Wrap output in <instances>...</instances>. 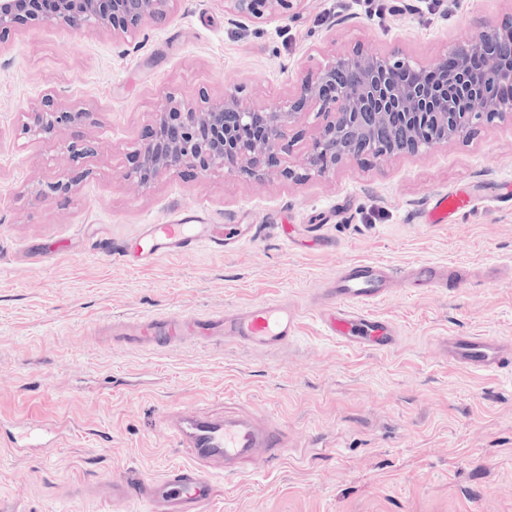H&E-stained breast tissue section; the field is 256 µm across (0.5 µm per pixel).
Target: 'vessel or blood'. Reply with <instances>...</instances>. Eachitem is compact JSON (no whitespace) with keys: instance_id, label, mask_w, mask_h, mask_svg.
Returning a JSON list of instances; mask_svg holds the SVG:
<instances>
[{"instance_id":"obj_1","label":"vessel or blood","mask_w":512,"mask_h":512,"mask_svg":"<svg viewBox=\"0 0 512 512\" xmlns=\"http://www.w3.org/2000/svg\"><path fill=\"white\" fill-rule=\"evenodd\" d=\"M464 201L454 193L435 198L429 211L430 223L444 224L463 210ZM145 243L140 247L112 244L106 255L138 266L158 258L189 252L204 243H220L224 250L236 249L239 234L217 239L212 225L181 219L143 227ZM465 283L459 269L444 265L412 266L407 281L414 288H431L447 280ZM394 281V272L379 262H353L343 267L318 294L320 318L329 335L362 350H388L398 342L393 323L365 313L364 307L383 298ZM297 311L280 303L264 302L236 310L215 311L201 316L156 313L113 325L112 340L137 347L167 348L191 340L201 344L231 343L252 350H280L293 341ZM438 347L448 361L475 371L496 372L512 364V340L487 336H444ZM161 421L171 445L191 452L193 465L170 471L160 481L139 474L111 477L103 493L113 504H140L142 512H205L213 496V473L238 474L240 463L262 458H280L288 435L274 422L250 414L214 416L195 409L171 407ZM63 437L59 423L31 413L15 425L11 443L19 452L47 454Z\"/></svg>"}]
</instances>
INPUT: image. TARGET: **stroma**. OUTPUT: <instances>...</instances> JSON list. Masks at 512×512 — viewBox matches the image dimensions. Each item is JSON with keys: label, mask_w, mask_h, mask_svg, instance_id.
Instances as JSON below:
<instances>
[{"label": "stroma", "mask_w": 512, "mask_h": 512, "mask_svg": "<svg viewBox=\"0 0 512 512\" xmlns=\"http://www.w3.org/2000/svg\"><path fill=\"white\" fill-rule=\"evenodd\" d=\"M510 14L512 0H292L239 22L224 0H175L165 22L130 34L24 18L1 35L0 420L35 411L77 435L39 457L0 442V501L113 512L103 480L190 464L158 422L177 406L269 415L288 433L275 463L215 474L207 512H512V369H462L436 346L453 334L512 339L511 119L320 175L306 163L323 121L312 110L263 179L179 167L144 185L133 173L168 101L203 108L231 92L284 108L336 55L397 51L430 65ZM48 102L82 121L27 133ZM83 143L92 152L73 156ZM460 190L475 196L462 216L425 223L437 195ZM186 213L255 236L232 253L204 245L137 268L99 253ZM286 226L308 246L287 247ZM355 261L399 272L365 308L398 328L391 350L343 345L320 321L318 288ZM425 263L459 266L467 281L409 287L404 272ZM259 302L298 310L287 350L126 348L104 331Z\"/></svg>", "instance_id": "1"}]
</instances>
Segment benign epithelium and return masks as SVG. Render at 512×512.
I'll return each mask as SVG.
<instances>
[{
  "label": "benign epithelium",
  "mask_w": 512,
  "mask_h": 512,
  "mask_svg": "<svg viewBox=\"0 0 512 512\" xmlns=\"http://www.w3.org/2000/svg\"><path fill=\"white\" fill-rule=\"evenodd\" d=\"M0 0V34L22 15L49 24L95 25L128 33L144 21L166 18L172 0ZM236 18L260 19L289 8L291 0H225ZM512 15L459 43L431 66L397 53L355 51L300 86L288 111H259L229 93L196 109L175 103L157 115L153 138L139 152L141 182L181 166L231 165L254 178L268 174L288 125L317 106L326 121L315 132L307 164L318 173L364 156L424 154L465 137L479 124L512 118ZM83 112L47 108L33 115L37 134L50 135Z\"/></svg>",
  "instance_id": "7a95c632"
}]
</instances>
